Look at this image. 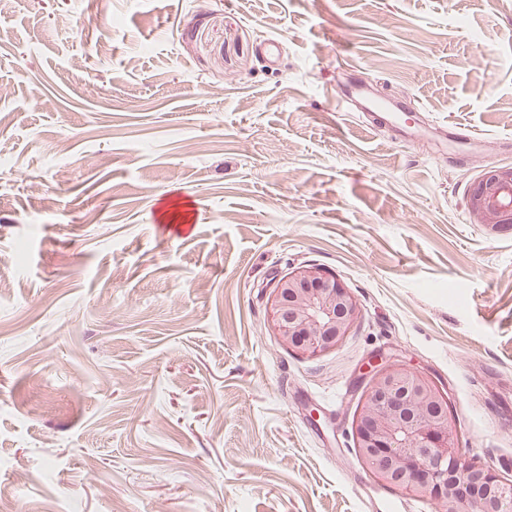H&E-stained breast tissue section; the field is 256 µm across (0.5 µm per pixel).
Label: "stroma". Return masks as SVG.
<instances>
[{
    "mask_svg": "<svg viewBox=\"0 0 512 512\" xmlns=\"http://www.w3.org/2000/svg\"><path fill=\"white\" fill-rule=\"evenodd\" d=\"M509 166L512 0H0V512H436L355 452L378 353L512 475V233L467 210ZM303 262L361 308L315 359L269 327ZM337 98L343 102L361 99L359 105L361 106L362 112H373L375 113V119L380 123L391 124L396 128L397 135L404 141L412 140L418 137L420 130L417 128H411L405 123L399 122V106L398 104H392L390 102L380 101L379 99H369L364 97L362 91L359 88L354 90H344L341 93H336Z\"/></svg>",
    "mask_w": 512,
    "mask_h": 512,
    "instance_id": "1",
    "label": "stroma"
}]
</instances>
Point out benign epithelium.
Here are the masks:
<instances>
[{
	"label": "benign epithelium",
	"instance_id": "7a95c632",
	"mask_svg": "<svg viewBox=\"0 0 512 512\" xmlns=\"http://www.w3.org/2000/svg\"><path fill=\"white\" fill-rule=\"evenodd\" d=\"M471 223L497 231L512 225V166L484 172L467 201ZM273 335L308 358L341 347L361 317L360 307L336 277L301 264L272 286ZM368 389L352 424L358 457L379 483L439 512H468L477 499L485 512L512 504V479L466 464L450 420L448 392L405 362L369 357L360 367Z\"/></svg>",
	"mask_w": 512,
	"mask_h": 512
}]
</instances>
